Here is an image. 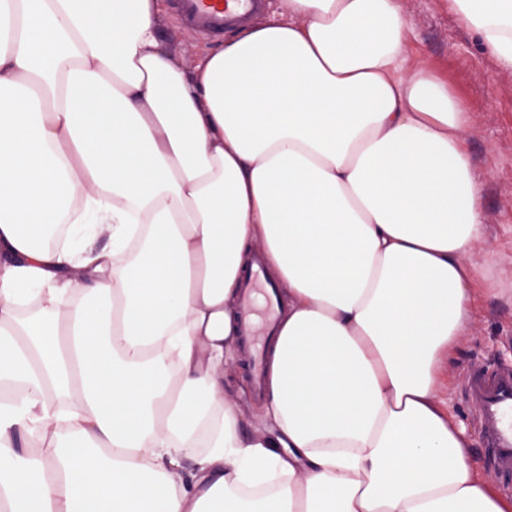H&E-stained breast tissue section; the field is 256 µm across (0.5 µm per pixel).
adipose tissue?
<instances>
[{
  "label": "adipose tissue",
  "mask_w": 512,
  "mask_h": 512,
  "mask_svg": "<svg viewBox=\"0 0 512 512\" xmlns=\"http://www.w3.org/2000/svg\"><path fill=\"white\" fill-rule=\"evenodd\" d=\"M452 4L512 72V0ZM280 5L186 69L161 0H0V512H512L437 388L471 113L399 0ZM257 246L286 308L247 437ZM252 366L250 362V358L248 359L247 355L244 354L242 359L237 364H234L230 367L231 375L234 378V381H242L244 380L248 386L245 388L244 392H240L236 389H233L229 398L236 402L241 411L245 415V429L247 431L250 430L248 425V420L252 417V413L256 407L257 401L259 400L257 394L254 392L253 388V372Z\"/></svg>",
  "instance_id": "ef3b65f1"
}]
</instances>
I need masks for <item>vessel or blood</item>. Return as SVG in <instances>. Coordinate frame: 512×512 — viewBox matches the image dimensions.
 <instances>
[{
	"label": "vessel or blood",
	"mask_w": 512,
	"mask_h": 512,
	"mask_svg": "<svg viewBox=\"0 0 512 512\" xmlns=\"http://www.w3.org/2000/svg\"><path fill=\"white\" fill-rule=\"evenodd\" d=\"M177 6L192 30L219 36L246 26L262 12L264 0H177ZM461 390L480 421L482 444L501 488L512 493V364L467 373Z\"/></svg>",
	"instance_id": "1"
}]
</instances>
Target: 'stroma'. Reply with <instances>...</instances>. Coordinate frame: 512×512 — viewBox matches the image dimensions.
<instances>
[{
	"label": "stroma",
	"instance_id": "35a3bbf8",
	"mask_svg": "<svg viewBox=\"0 0 512 512\" xmlns=\"http://www.w3.org/2000/svg\"><path fill=\"white\" fill-rule=\"evenodd\" d=\"M165 4L168 21L161 35L180 65L191 66L203 50L222 44V37L178 21L176 0ZM399 5L409 25L406 68L430 70L473 114L464 141L483 182L485 236L466 257L476 271L475 315L442 363L439 397L481 462L480 426L458 385L474 366L512 361V74L498 68L449 0H399Z\"/></svg>",
	"mask_w": 512,
	"mask_h": 512
}]
</instances>
